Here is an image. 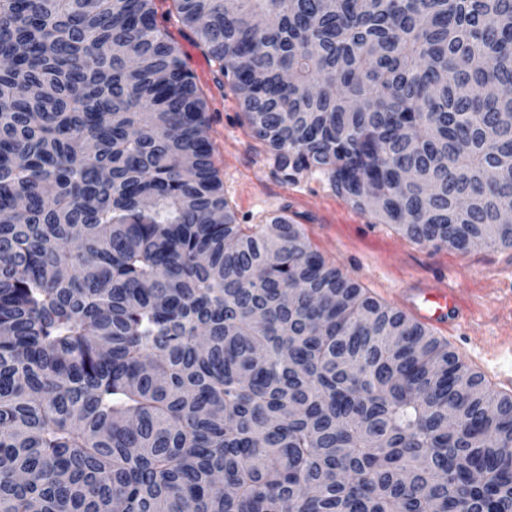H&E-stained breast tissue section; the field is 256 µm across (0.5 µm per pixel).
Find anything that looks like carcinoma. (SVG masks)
<instances>
[{"label": "carcinoma", "mask_w": 512, "mask_h": 512, "mask_svg": "<svg viewBox=\"0 0 512 512\" xmlns=\"http://www.w3.org/2000/svg\"><path fill=\"white\" fill-rule=\"evenodd\" d=\"M171 2L0 0V512H512V397L238 222L169 31L285 179L468 252L512 247V0Z\"/></svg>", "instance_id": "carcinoma-1"}]
</instances>
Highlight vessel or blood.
<instances>
[{
  "label": "vessel or blood",
  "mask_w": 512,
  "mask_h": 512,
  "mask_svg": "<svg viewBox=\"0 0 512 512\" xmlns=\"http://www.w3.org/2000/svg\"><path fill=\"white\" fill-rule=\"evenodd\" d=\"M402 302L421 323L443 332H455L475 317L473 292L458 288L447 278L411 283L401 293Z\"/></svg>",
  "instance_id": "1"
}]
</instances>
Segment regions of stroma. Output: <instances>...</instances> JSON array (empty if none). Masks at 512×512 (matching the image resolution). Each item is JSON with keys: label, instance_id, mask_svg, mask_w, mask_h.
<instances>
[{"label": "stroma", "instance_id": "35a3bbf8", "mask_svg": "<svg viewBox=\"0 0 512 512\" xmlns=\"http://www.w3.org/2000/svg\"><path fill=\"white\" fill-rule=\"evenodd\" d=\"M209 93V135L215 144L214 161L224 182V196L240 223L262 224L279 213L300 224L312 248L328 264L360 284L380 303L400 308L399 288L407 282L446 275L464 288L478 291L480 311L463 323L451 351L468 361L475 345L492 350L512 347V320H503L512 308V248H478L466 253L449 247L435 248L407 238L395 225L380 224L356 209L328 180L316 173H304L285 180L264 148L254 141L244 123L239 101L231 88H218L212 76L200 80ZM348 216L362 228L392 239L394 254L381 257L353 240L331 235L321 216Z\"/></svg>", "mask_w": 512, "mask_h": 512}]
</instances>
